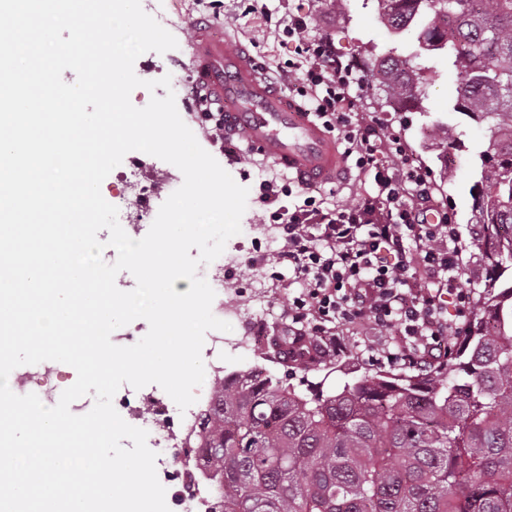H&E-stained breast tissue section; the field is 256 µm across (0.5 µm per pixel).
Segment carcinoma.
Returning <instances> with one entry per match:
<instances>
[{"mask_svg": "<svg viewBox=\"0 0 512 512\" xmlns=\"http://www.w3.org/2000/svg\"><path fill=\"white\" fill-rule=\"evenodd\" d=\"M373 2L388 32H414L407 54L367 49L385 104L425 111L413 59L444 54L464 77L454 111L488 126L471 223L491 276L438 370L349 374L336 392L257 366L217 380L197 464L221 512H512V0Z\"/></svg>", "mask_w": 512, "mask_h": 512, "instance_id": "carcinoma-1", "label": "carcinoma"}]
</instances>
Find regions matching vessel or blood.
I'll return each mask as SVG.
<instances>
[{"instance_id": "obj_1", "label": "vessel or blood", "mask_w": 512, "mask_h": 512, "mask_svg": "<svg viewBox=\"0 0 512 512\" xmlns=\"http://www.w3.org/2000/svg\"><path fill=\"white\" fill-rule=\"evenodd\" d=\"M190 77L201 90L196 106L224 117V133L240 155L261 156L303 183L336 181L346 157L332 132L310 117L293 95L274 92L254 58L232 37L196 27L189 40Z\"/></svg>"}]
</instances>
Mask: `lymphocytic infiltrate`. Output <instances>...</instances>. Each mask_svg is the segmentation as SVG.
<instances>
[{"label": "lymphocytic infiltrate", "mask_w": 512, "mask_h": 512, "mask_svg": "<svg viewBox=\"0 0 512 512\" xmlns=\"http://www.w3.org/2000/svg\"><path fill=\"white\" fill-rule=\"evenodd\" d=\"M307 30L299 14L276 27L295 45L287 66L296 79L291 91L337 133L359 182H372L374 191L356 204L329 207L302 190L285 206V187L260 183L258 200L281 230L276 261L300 287L288 303V333L301 353L332 360L347 350L345 331L368 324L384 333L367 345L372 356L391 365L444 364L474 303L459 228L434 207V182L401 137L359 112L363 81L337 60L333 40L308 37ZM451 299L452 320L445 313Z\"/></svg>", "instance_id": "lymphocytic-infiltrate-1"}]
</instances>
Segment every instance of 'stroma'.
Listing matches in <instances>:
<instances>
[{
  "instance_id": "obj_1",
  "label": "stroma",
  "mask_w": 512,
  "mask_h": 512,
  "mask_svg": "<svg viewBox=\"0 0 512 512\" xmlns=\"http://www.w3.org/2000/svg\"><path fill=\"white\" fill-rule=\"evenodd\" d=\"M269 11L270 20L257 15L245 14L243 0H172L174 9L170 33L178 42L177 49L163 54L148 52L141 55L134 64L135 71H147L149 79L170 77V88H156L148 91L139 87L132 91L134 106H146L151 96L165 97L167 90H174L176 105L185 124L193 131L199 144L240 185L249 189L247 208L241 219V232L231 237L225 247L227 253L247 256L250 242L257 235L265 216L257 200L258 185L262 180H273L278 185H291L292 179L269 163L261 160H236L221 153L205 126L188 103L191 92L188 71L190 50L188 47L189 25L197 18H207L216 31H228L245 45L262 65L269 80H276L282 66L294 58V47L280 42L275 33L277 20L291 14H307L317 22L316 30L328 33L336 44V54L342 62L354 65L358 75L370 77L371 72L361 62L364 46L373 43L377 52H384L394 46L395 39L376 19L374 7L364 5L363 0H347V14H340L334 0H262ZM418 65L426 67L432 84L424 102L425 113L382 111L374 88H367L359 101L360 111L377 113L381 122L391 131L399 133L406 147L418 165L431 169L436 191L434 204L448 210L455 223L459 224L463 241L468 242L470 253H477L471 244L469 220L474 204L473 186L476 181L473 152L484 147L490 137L486 125L474 122L455 112L453 103L455 91L463 81L461 74L448 65L443 55H424L418 58ZM439 120L457 128L466 144L457 152L453 165H444L441 148L432 144L429 122ZM268 281L267 295L263 304L264 312L272 324V335H281L288 324V299L296 293L289 286L287 275L281 274L275 255H268L265 267ZM374 334L370 326H361L349 337L348 351L340 359L314 362L311 369H304L297 362L276 361L268 363L267 355L261 351H243L226 357L227 365L236 369H247L256 365H270L272 371L281 377L298 380L308 376L311 381L324 382L326 388L342 386L347 372L357 374L376 370V363L367 359L365 343Z\"/></svg>"
}]
</instances>
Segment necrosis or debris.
<instances>
[{
  "mask_svg": "<svg viewBox=\"0 0 512 512\" xmlns=\"http://www.w3.org/2000/svg\"><path fill=\"white\" fill-rule=\"evenodd\" d=\"M233 255L219 256L202 269L203 277L215 292L212 313L221 320L239 323L240 333L234 336L216 331L210 334L202 350L210 377L224 372L220 361L235 351L255 350L268 345L266 318L261 311V290L264 277L249 284L245 298L235 306L224 304V281L236 264ZM114 406L125 421L146 429L157 450L156 471L160 483L167 487L184 486L178 506L181 512H211L213 502L204 490V482L194 467L196 450L186 442V433L203 412V405L190 406L182 420H174V409L168 399L156 391L125 392L115 399Z\"/></svg>",
  "mask_w": 512,
  "mask_h": 512,
  "instance_id": "necrosis-or-debris-1",
  "label": "necrosis or debris"
}]
</instances>
